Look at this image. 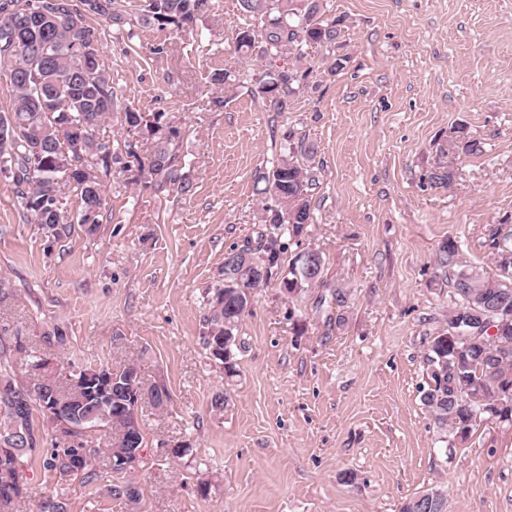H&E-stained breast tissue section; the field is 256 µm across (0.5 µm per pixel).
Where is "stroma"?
I'll use <instances>...</instances> for the list:
<instances>
[{"instance_id": "stroma-1", "label": "stroma", "mask_w": 512, "mask_h": 512, "mask_svg": "<svg viewBox=\"0 0 512 512\" xmlns=\"http://www.w3.org/2000/svg\"><path fill=\"white\" fill-rule=\"evenodd\" d=\"M213 4L188 33L90 17L119 104L181 122L192 190L113 169L99 232L58 242L0 180V279L17 293L0 338H21L63 385L77 368L134 359L144 387L168 391L165 408L138 409L144 464L125 476L137 512H400L428 489L448 512H512V425L484 417L469 442L444 443L421 401L428 345L448 321L440 243L456 235L492 274L487 229L512 223V0H323L345 25L334 45L307 47L311 72L283 112L252 95L269 62L233 51L238 0ZM217 69L233 87L211 85ZM458 125L478 154L449 149ZM293 138L314 151L316 185L312 222L286 252L318 250L323 283L291 295L273 271L228 378L203 343L207 292L227 251L268 232L255 174ZM442 169L450 185L432 181ZM57 327L65 346L49 340ZM178 442L190 450L171 457ZM23 461L18 512L46 494L67 512H127L56 477L43 451Z\"/></svg>"}]
</instances>
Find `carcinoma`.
<instances>
[{
	"mask_svg": "<svg viewBox=\"0 0 512 512\" xmlns=\"http://www.w3.org/2000/svg\"><path fill=\"white\" fill-rule=\"evenodd\" d=\"M239 5L253 23L238 29L236 51L284 61L266 73L253 95L283 112L288 97L310 73L300 68L303 47L334 43L344 20L322 19V0H239ZM212 9V0H141L135 12L124 9L121 0H0V68L13 74L10 108L0 113V126L6 125L10 133L8 144H0V178L7 179L28 221L51 230L57 240L70 236L76 224L85 234H95L105 203L103 180L116 165L124 171L137 170L138 176L151 179L159 189L191 191L192 184L177 169L172 151L181 135L176 116L146 115L127 106L121 115L124 140L97 136L101 124L112 118L117 95L112 76L101 62L102 31L89 25L86 16L96 15L119 29L172 25L190 32ZM141 138L154 142L145 160L137 151ZM78 143L82 155L100 168L103 179L88 180L80 171L81 155L73 149ZM451 143L464 154L481 151L462 127L453 129ZM288 150L272 170L258 174L256 183L263 184L260 193L275 202L263 208L261 221L277 230L285 224L288 233L297 237L303 233V221L311 219L314 173L305 140L289 145ZM67 168L73 173L63 180ZM70 192L80 200L76 223L64 211V198ZM485 246L496 267L491 276L463 257L460 241L453 235L442 241L438 251V266L448 286V327L428 346L431 382L422 403L440 435L461 444L469 440L477 418L484 414L512 423V287L506 288L512 284V225H489ZM255 250L262 261L254 259L247 267L237 262V249L227 252L224 284L207 297L204 343L211 354L216 347L225 349L228 378L237 375L235 349L253 293L267 283L273 268L281 267L285 247L272 236ZM255 250L244 248L249 253ZM323 270L322 254L312 261L303 252L295 254L288 260L281 287L294 294L306 285L315 286L321 283ZM484 300L500 303L493 315L496 332H486L467 345L451 330ZM9 353L10 346L0 338V512H14L25 498L21 456L37 447L36 409L51 424L47 470L68 475L66 458L60 454L62 436L80 438L97 426L110 435L112 476L123 474L119 453H132L143 444L142 431L121 418L126 392L142 388L138 363L131 360L116 368L84 366L73 373L66 387L47 379L30 388L9 379ZM97 372L116 379L127 391L104 396L85 383L87 374ZM57 406L60 410L46 412ZM79 448L87 456L82 481L94 484L101 479L95 466L98 449L84 443ZM35 512H66V504L53 494L46 495L35 504Z\"/></svg>",
	"mask_w": 512,
	"mask_h": 512,
	"instance_id": "1",
	"label": "carcinoma"
}]
</instances>
